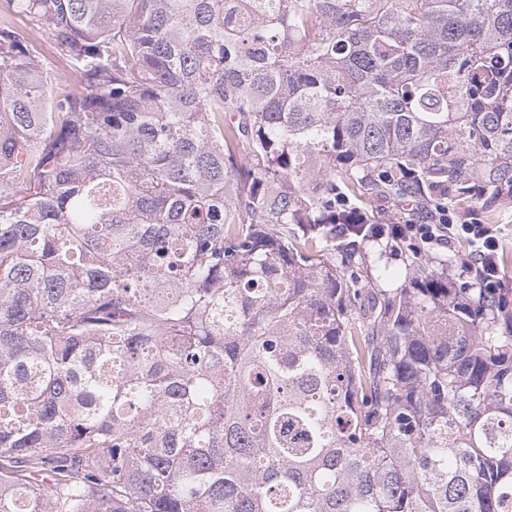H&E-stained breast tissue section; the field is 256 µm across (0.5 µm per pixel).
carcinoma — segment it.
Returning <instances> with one entry per match:
<instances>
[{
	"label": "carcinoma",
	"instance_id": "cac0c4a2",
	"mask_svg": "<svg viewBox=\"0 0 512 512\" xmlns=\"http://www.w3.org/2000/svg\"><path fill=\"white\" fill-rule=\"evenodd\" d=\"M476 180L512 0H0V512H512L508 290L336 235Z\"/></svg>",
	"mask_w": 512,
	"mask_h": 512
}]
</instances>
